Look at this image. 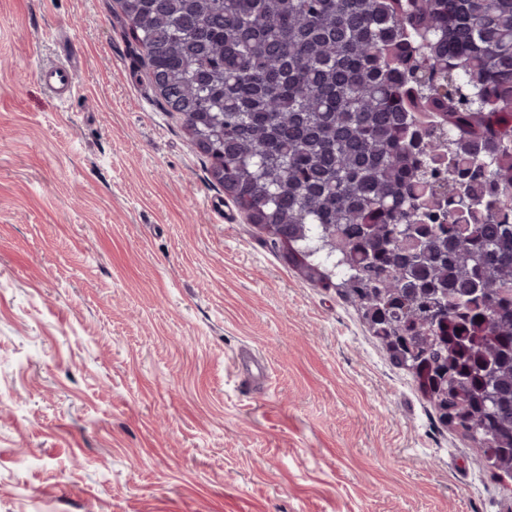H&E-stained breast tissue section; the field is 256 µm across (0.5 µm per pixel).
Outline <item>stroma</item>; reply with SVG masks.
I'll list each match as a JSON object with an SVG mask.
<instances>
[{
  "instance_id": "stroma-1",
  "label": "stroma",
  "mask_w": 512,
  "mask_h": 512,
  "mask_svg": "<svg viewBox=\"0 0 512 512\" xmlns=\"http://www.w3.org/2000/svg\"><path fill=\"white\" fill-rule=\"evenodd\" d=\"M161 101L117 0H0V512H512ZM42 83L60 101H67L76 89V73L69 64L55 65L39 71Z\"/></svg>"
}]
</instances>
